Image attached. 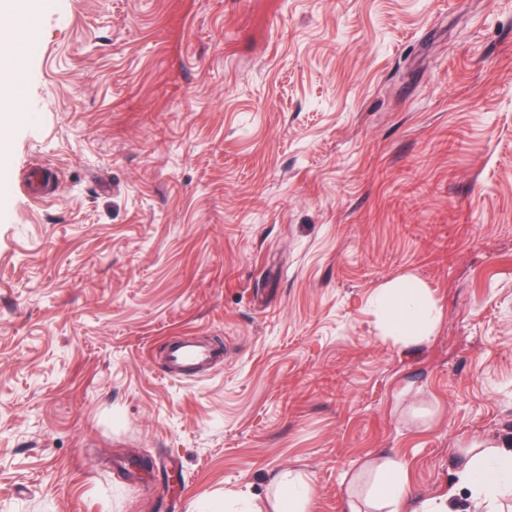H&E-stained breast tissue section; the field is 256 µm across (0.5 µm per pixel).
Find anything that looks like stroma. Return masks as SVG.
I'll list each match as a JSON object with an SVG mask.
<instances>
[{
  "label": "stroma",
  "instance_id": "35a3bbf8",
  "mask_svg": "<svg viewBox=\"0 0 512 512\" xmlns=\"http://www.w3.org/2000/svg\"><path fill=\"white\" fill-rule=\"evenodd\" d=\"M0 113V512H204L512 441V0H37ZM58 176L34 204L27 163ZM413 276L440 320L384 336ZM178 336L223 364L168 376ZM375 302L386 327V336L395 344L408 347L424 343L433 336L439 310L417 278L405 276L389 282L376 293ZM276 483L281 493L288 491V511L303 512L300 509L309 496L308 484L289 472L280 474Z\"/></svg>",
  "mask_w": 512,
  "mask_h": 512
}]
</instances>
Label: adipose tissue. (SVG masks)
<instances>
[{"instance_id":"obj_1","label":"adipose tissue","mask_w":512,"mask_h":512,"mask_svg":"<svg viewBox=\"0 0 512 512\" xmlns=\"http://www.w3.org/2000/svg\"><path fill=\"white\" fill-rule=\"evenodd\" d=\"M375 302L394 343L408 347L433 336L439 310L417 278L389 282L377 292ZM369 469L373 479L365 499L348 497L347 512H455L449 497H412L401 462L385 456L370 463ZM457 476L468 492V512H504V498L512 492V444H475Z\"/></svg>"}]
</instances>
